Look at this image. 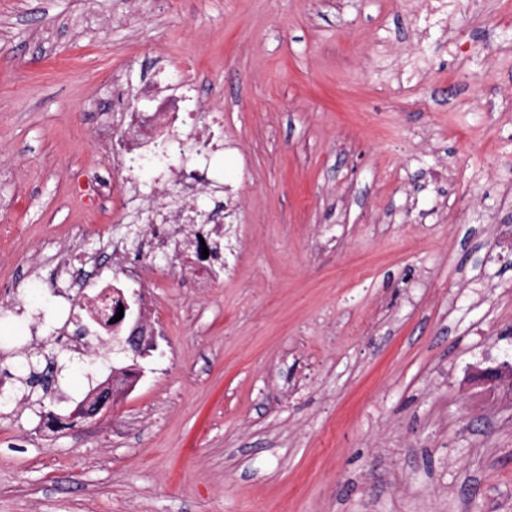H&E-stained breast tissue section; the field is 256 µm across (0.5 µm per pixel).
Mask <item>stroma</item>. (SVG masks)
Wrapping results in <instances>:
<instances>
[{
  "label": "stroma",
  "mask_w": 512,
  "mask_h": 512,
  "mask_svg": "<svg viewBox=\"0 0 512 512\" xmlns=\"http://www.w3.org/2000/svg\"><path fill=\"white\" fill-rule=\"evenodd\" d=\"M119 71L126 111L153 73L219 107L195 204L223 202L236 261L199 294L146 259L156 349L87 352L141 373L112 415L0 408V512L512 506V397L474 378L512 352V0L423 42L405 0H0V285L43 294L0 306L11 371L50 334L43 243L106 264L133 221L122 193H78ZM56 360L65 410L87 377Z\"/></svg>",
  "instance_id": "35a3bbf8"
}]
</instances>
